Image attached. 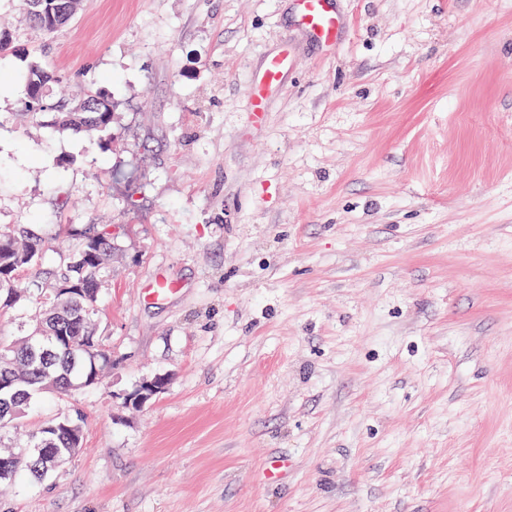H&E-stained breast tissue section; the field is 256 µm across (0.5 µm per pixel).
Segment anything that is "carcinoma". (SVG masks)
<instances>
[{"mask_svg":"<svg viewBox=\"0 0 512 512\" xmlns=\"http://www.w3.org/2000/svg\"><path fill=\"white\" fill-rule=\"evenodd\" d=\"M51 79L41 62H30L23 80L37 85L39 96L24 97L23 117L49 129L111 134L113 114L107 98L81 86L72 102H52L47 94ZM111 256L112 232L106 226H90L77 234L54 285L45 288L23 278L24 272L42 263L41 239L20 224L0 228V316L10 315L24 300L38 308L34 319L22 325L20 336L10 344L0 343V435L43 395L67 394L88 377L108 370L106 357L98 353L100 292L95 285L108 272ZM60 288L70 289L63 304L55 303ZM37 329L48 335L43 344L46 354L32 362L27 336ZM82 447L81 418L51 417L30 434L23 447L27 466L19 476L30 485L41 483L52 471V458L74 456Z\"/></svg>","mask_w":512,"mask_h":512,"instance_id":"carcinoma-1","label":"carcinoma"}]
</instances>
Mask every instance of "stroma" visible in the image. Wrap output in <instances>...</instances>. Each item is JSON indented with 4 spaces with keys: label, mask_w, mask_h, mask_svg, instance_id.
Here are the masks:
<instances>
[{
    "label": "stroma",
    "mask_w": 512,
    "mask_h": 512,
    "mask_svg": "<svg viewBox=\"0 0 512 512\" xmlns=\"http://www.w3.org/2000/svg\"><path fill=\"white\" fill-rule=\"evenodd\" d=\"M333 7L326 47L297 0H82L50 35L0 0V81L36 59L114 115L76 135L0 103V224L47 268L114 230L112 369L18 425L80 411L84 448L0 512H512V0ZM288 65V54L271 55L267 58L262 73L265 86L274 87L280 83L281 75Z\"/></svg>",
    "instance_id": "1"
}]
</instances>
